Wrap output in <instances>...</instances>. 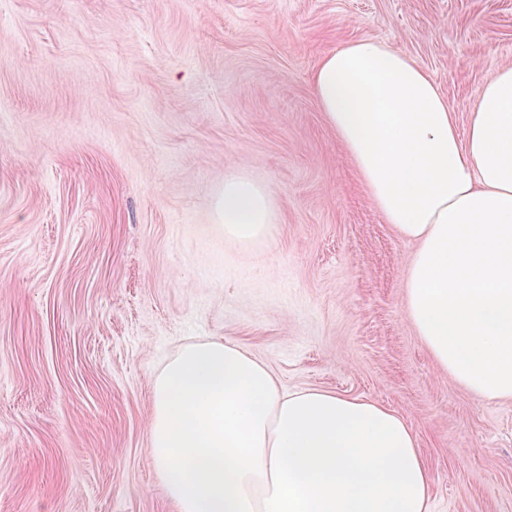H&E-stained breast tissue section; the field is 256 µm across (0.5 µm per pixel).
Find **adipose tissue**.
Listing matches in <instances>:
<instances>
[{
    "label": "adipose tissue",
    "instance_id": "ef3b65f1",
    "mask_svg": "<svg viewBox=\"0 0 512 512\" xmlns=\"http://www.w3.org/2000/svg\"><path fill=\"white\" fill-rule=\"evenodd\" d=\"M312 89L393 230L415 244L407 319L436 365L512 398V66L482 87L466 132L432 76L372 39L321 59ZM224 239L269 235L266 188L231 174ZM148 458L177 512H430L431 478L405 418L320 389L286 390L239 345H182L156 375Z\"/></svg>",
    "mask_w": 512,
    "mask_h": 512
}]
</instances>
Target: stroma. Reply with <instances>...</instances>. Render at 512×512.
<instances>
[{
  "label": "stroma",
  "mask_w": 512,
  "mask_h": 512,
  "mask_svg": "<svg viewBox=\"0 0 512 512\" xmlns=\"http://www.w3.org/2000/svg\"><path fill=\"white\" fill-rule=\"evenodd\" d=\"M362 38L463 128L512 66V0H0V512H176L151 389L211 338L403 415L431 512H512V399L435 364L403 310L415 246L312 95ZM229 171L273 197L266 238L225 242Z\"/></svg>",
  "instance_id": "stroma-1"
}]
</instances>
